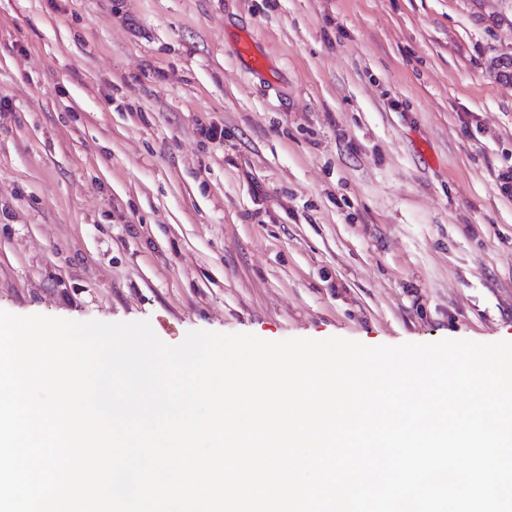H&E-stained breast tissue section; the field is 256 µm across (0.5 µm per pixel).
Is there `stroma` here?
<instances>
[{
	"label": "stroma",
	"instance_id": "stroma-1",
	"mask_svg": "<svg viewBox=\"0 0 512 512\" xmlns=\"http://www.w3.org/2000/svg\"><path fill=\"white\" fill-rule=\"evenodd\" d=\"M506 54L512 0H0V310L511 340Z\"/></svg>",
	"mask_w": 512,
	"mask_h": 512
}]
</instances>
